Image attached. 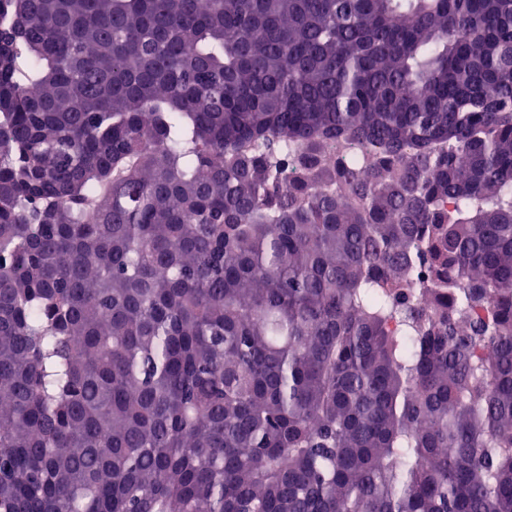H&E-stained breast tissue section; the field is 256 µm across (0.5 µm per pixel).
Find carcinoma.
Masks as SVG:
<instances>
[{
    "mask_svg": "<svg viewBox=\"0 0 512 512\" xmlns=\"http://www.w3.org/2000/svg\"><path fill=\"white\" fill-rule=\"evenodd\" d=\"M0 512H512V0H0Z\"/></svg>",
    "mask_w": 512,
    "mask_h": 512,
    "instance_id": "1",
    "label": "carcinoma"
}]
</instances>
